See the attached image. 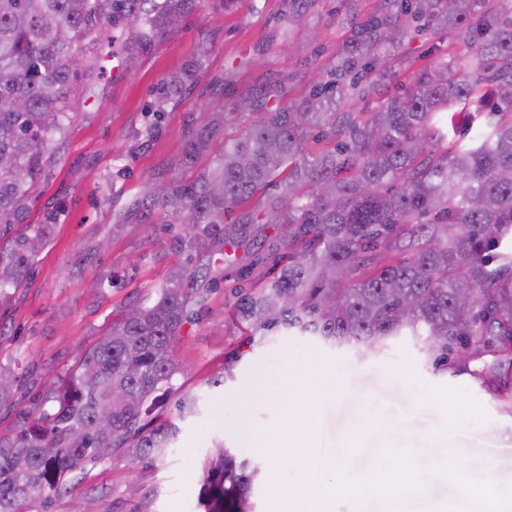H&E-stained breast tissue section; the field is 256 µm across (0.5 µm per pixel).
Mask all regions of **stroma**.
Listing matches in <instances>:
<instances>
[{
  "instance_id": "1",
  "label": "stroma",
  "mask_w": 512,
  "mask_h": 512,
  "mask_svg": "<svg viewBox=\"0 0 512 512\" xmlns=\"http://www.w3.org/2000/svg\"><path fill=\"white\" fill-rule=\"evenodd\" d=\"M372 2L314 0L306 23L317 38L300 36L288 47L280 42L285 0H247L228 12L206 7L135 58L105 57L101 76L89 84L73 128L30 204V221L42 223L50 213L55 229L25 287L0 309V363L66 371L119 310L161 281L167 264L159 256L167 242L160 220L125 215L146 180L180 153L192 128L206 124L215 103H231L283 78L287 101L307 97L315 72L348 34L338 26L339 17L353 7L367 11ZM203 43L209 54L194 82L165 114L160 133L144 139L157 87L189 64ZM440 49L463 51L454 33L405 43L397 61L402 75L431 63ZM104 240L111 249L100 263L121 280L100 297L89 291L78 263ZM239 259V265L249 262L244 252ZM132 265L137 275L124 278ZM239 265L225 266L222 288L212 294L199 324L185 327L177 347L183 372L174 383L199 396L202 409L183 423L176 448L150 465L106 459L85 482L53 498L48 512H132L126 488L133 482L153 490L151 512H200L202 468L216 440L259 468L255 512H294V493L309 484L315 470L304 462L290 464L281 438L287 428L300 433L311 450L340 449L335 472L349 489L378 480L397 457L411 455L413 478L372 495L376 502L390 497V512H436L448 503L454 512H476V503L459 487L483 484L489 472L496 475L493 492L504 512H512L511 400L472 375L434 369L411 336L378 353L283 332L249 344L232 317L235 289L246 279ZM232 352L240 355L232 378L210 386L209 378ZM321 372L340 380L343 395L326 397L310 387ZM289 379L294 388L286 387ZM304 400L316 401L315 413L300 410ZM256 435L269 440V447H252ZM435 448L452 449L451 469L434 460Z\"/></svg>"
}]
</instances>
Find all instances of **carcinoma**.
I'll return each mask as SVG.
<instances>
[{
  "label": "carcinoma",
  "mask_w": 512,
  "mask_h": 512,
  "mask_svg": "<svg viewBox=\"0 0 512 512\" xmlns=\"http://www.w3.org/2000/svg\"><path fill=\"white\" fill-rule=\"evenodd\" d=\"M204 0H0V309L27 282L54 223L28 222L57 144L100 69L103 48L128 58L173 33ZM288 41L311 0H289ZM349 35L311 95L283 105L285 83L247 93L190 133L184 151L152 177L131 211L162 213L165 279L127 304L63 376L32 390L0 363V512H46L53 497L112 456L153 463L177 441L200 400L178 393L176 346L199 323L242 245L224 214L249 206L278 181L255 265L272 278L238 292L232 316L259 330L283 328L330 345L380 351L413 336L436 370L512 386V0H377L340 19ZM459 34L465 51L409 77L402 94L366 112L361 103L395 77L409 37ZM208 54L165 77L151 112L161 121ZM345 106L340 112L338 108ZM323 147L307 149L308 134ZM215 162L191 180L218 138ZM207 262L190 265L194 258ZM50 409H45L46 404ZM258 468L217 441L203 467V512H254ZM134 512L154 496L134 485Z\"/></svg>",
  "instance_id": "obj_1"
}]
</instances>
